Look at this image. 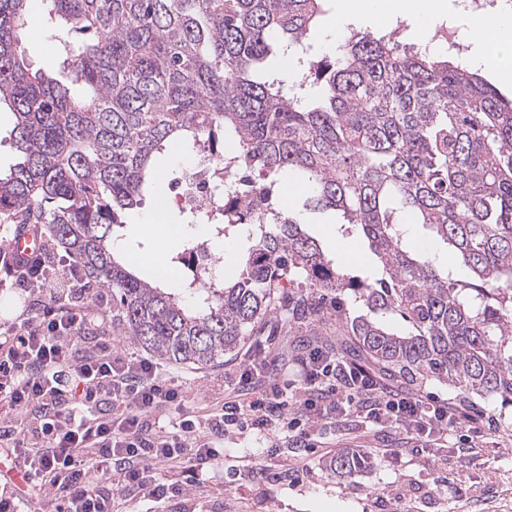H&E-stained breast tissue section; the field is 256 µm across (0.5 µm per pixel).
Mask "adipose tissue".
Listing matches in <instances>:
<instances>
[{
	"mask_svg": "<svg viewBox=\"0 0 512 512\" xmlns=\"http://www.w3.org/2000/svg\"><path fill=\"white\" fill-rule=\"evenodd\" d=\"M457 17L451 0H341L331 21L332 28L350 22H364L382 27L395 16H412L419 22V35L425 47L435 48V26L441 14ZM464 32L477 49L474 59L479 68L512 77V16L504 14L473 15L464 22Z\"/></svg>",
	"mask_w": 512,
	"mask_h": 512,
	"instance_id": "obj_1",
	"label": "adipose tissue"
}]
</instances>
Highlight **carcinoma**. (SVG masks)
I'll return each instance as SVG.
<instances>
[{
	"label": "carcinoma",
	"mask_w": 512,
	"mask_h": 512,
	"mask_svg": "<svg viewBox=\"0 0 512 512\" xmlns=\"http://www.w3.org/2000/svg\"><path fill=\"white\" fill-rule=\"evenodd\" d=\"M28 2L0 0V110L19 152L0 173V223L51 225L85 283L112 292L137 346L210 367L264 320L320 312L313 298L275 297L282 281H307L368 309L350 322L353 357L512 404V97L461 62L361 31L284 85L279 61L322 22L324 0H46L63 47L47 74L20 49ZM74 34L89 40L74 49ZM202 139L235 145L226 169L308 185L306 205L356 231L381 277L343 272L291 216L198 212L189 223L244 240L238 272L183 278L184 291L208 292L193 307L163 276L140 278L115 254L114 228L162 181L156 157ZM415 226L448 263L408 246ZM389 313L412 331L387 329ZM370 459L345 449L329 467L349 477Z\"/></svg>",
	"instance_id": "obj_1"
}]
</instances>
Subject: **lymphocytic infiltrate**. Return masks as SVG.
Returning <instances> with one entry per match:
<instances>
[{"instance_id": "1", "label": "lymphocytic infiltrate", "mask_w": 512, "mask_h": 512, "mask_svg": "<svg viewBox=\"0 0 512 512\" xmlns=\"http://www.w3.org/2000/svg\"><path fill=\"white\" fill-rule=\"evenodd\" d=\"M12 271L32 299L0 341V446L22 459L36 489L25 512H112L115 499L139 494L186 499L231 428L302 450L336 416L353 414L431 447L448 426L472 420L451 403L385 391L365 367L318 344L300 359V397L255 357L231 373L232 399L169 431L160 416L183 407L185 391L161 363L112 351L106 326L84 307L79 271L57 274L47 249Z\"/></svg>"}]
</instances>
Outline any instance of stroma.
<instances>
[{"label":"stroma","mask_w":512,"mask_h":512,"mask_svg":"<svg viewBox=\"0 0 512 512\" xmlns=\"http://www.w3.org/2000/svg\"><path fill=\"white\" fill-rule=\"evenodd\" d=\"M53 27L43 0H31L21 47L34 67L53 68L60 58ZM190 154L188 147L179 146L162 157L165 182L118 230L142 277H149L153 263L170 262L182 249L178 243L158 245L142 225L169 197V181L187 165ZM297 186V181L288 177L281 182L282 202L289 215L320 242L335 238L328 253L343 271L357 274L370 269L374 259L367 243L358 234H343L333 214L303 209L305 195ZM343 303L339 310L333 299H322L320 313L300 325L270 319L260 335L250 337L239 352L225 355L223 362L213 367L169 365L171 379L187 390L188 403L185 411L163 414L161 425L174 426L186 411L201 415L219 406L218 386L225 370L246 364L256 352L276 363L281 387L298 384L296 361L307 345L327 342L340 348L346 320L367 312L352 293L344 294ZM85 308L92 319L107 325L114 350L138 354V347L113 317L111 292L93 289ZM389 386L453 402L474 421L467 428L450 431L446 447L416 453L404 433L358 417H344L322 430L321 442L304 454L302 473L295 479L284 476L291 459L286 447L275 446L256 430L229 432L224 436L222 462L200 475L188 500L157 503L138 495L117 501V512H512V406L492 397H465L457 388L434 379L393 380ZM346 448L371 449L369 466L350 477L330 476V460ZM250 463L268 467L271 479L254 482L246 470Z\"/></svg>","instance_id":"obj_1"}]
</instances>
